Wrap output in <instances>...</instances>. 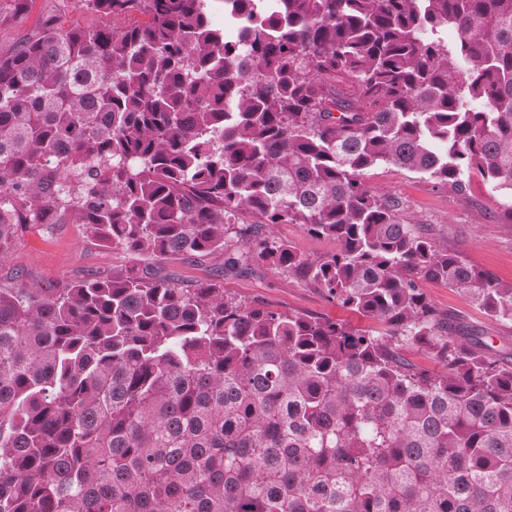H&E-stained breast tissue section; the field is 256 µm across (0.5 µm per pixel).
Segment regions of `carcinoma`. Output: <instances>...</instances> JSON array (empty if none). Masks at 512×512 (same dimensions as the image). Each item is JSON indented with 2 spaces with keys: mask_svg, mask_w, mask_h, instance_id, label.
<instances>
[{
  "mask_svg": "<svg viewBox=\"0 0 512 512\" xmlns=\"http://www.w3.org/2000/svg\"><path fill=\"white\" fill-rule=\"evenodd\" d=\"M82 2L147 20L0 57V260L27 224H83L145 265L0 287V512H512V363L421 288L512 322V282L363 181L512 195V0H224L233 43L204 0ZM175 255L301 276L385 334L181 287ZM275 231L276 234L293 241L299 252L311 259L330 253L336 248V243L332 240L310 236L298 224H280Z\"/></svg>",
  "mask_w": 512,
  "mask_h": 512,
  "instance_id": "carcinoma-1",
  "label": "carcinoma"
}]
</instances>
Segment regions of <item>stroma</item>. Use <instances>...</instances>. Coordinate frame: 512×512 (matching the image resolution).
<instances>
[{"mask_svg": "<svg viewBox=\"0 0 512 512\" xmlns=\"http://www.w3.org/2000/svg\"><path fill=\"white\" fill-rule=\"evenodd\" d=\"M50 22L94 29L122 27L127 20L85 10L77 0H30L27 12L16 19L10 0H0V56L40 36ZM363 180L375 193L397 198L405 220L425 225L432 237L447 243L449 251L492 277L512 281V224L502 223L498 216L505 192L474 174L465 191L455 193L426 175L392 164L368 169ZM132 264L129 256L87 238L82 225L29 224L20 230L8 261L0 265V285L56 288L97 271L119 276ZM165 270L184 287L214 280L239 299L271 310L337 319L358 329L379 328L378 323L327 301L312 285L264 267L226 275L215 261L198 265L172 261ZM422 287L440 312L485 332L490 356L512 359L511 322L489 320L465 293L444 283L426 281Z\"/></svg>", "mask_w": 512, "mask_h": 512, "instance_id": "35a3bbf8", "label": "stroma"}]
</instances>
